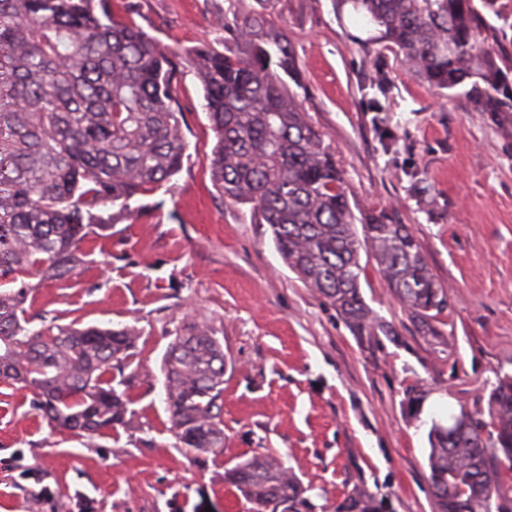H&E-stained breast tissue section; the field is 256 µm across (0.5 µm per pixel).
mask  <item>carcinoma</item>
Segmentation results:
<instances>
[{
	"label": "carcinoma",
	"mask_w": 512,
	"mask_h": 512,
	"mask_svg": "<svg viewBox=\"0 0 512 512\" xmlns=\"http://www.w3.org/2000/svg\"><path fill=\"white\" fill-rule=\"evenodd\" d=\"M357 14L432 88L463 89L478 112H512V58L482 36L498 0H350ZM217 30L224 38L175 53L111 17L108 0H0V280L70 277L81 247L112 227L109 206L154 193L188 148L177 96L180 66L195 67L216 135L211 176L225 199L249 204L285 264L363 333L383 328L361 293L360 252L426 334L446 305L410 229L390 215L355 213L329 145L305 120L285 32L262 14ZM28 287L0 293V381L31 394L56 430L102 436L132 422L116 380L137 334L41 324L23 309ZM224 346L207 326L177 333L163 358L165 404L187 452L224 448ZM455 428L428 432L435 512H512V376L498 378L488 410L462 408ZM253 512H307L308 488L275 454L224 470Z\"/></svg>",
	"instance_id": "cac0c4a2"
}]
</instances>
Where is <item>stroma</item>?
<instances>
[{
	"mask_svg": "<svg viewBox=\"0 0 512 512\" xmlns=\"http://www.w3.org/2000/svg\"><path fill=\"white\" fill-rule=\"evenodd\" d=\"M172 51L214 41L218 18L265 14L287 34L300 71L292 92L332 148L352 204L387 211L417 237L447 294L423 334L362 257V296L392 335H357L288 268L250 205L214 186L216 136L201 81L183 67L188 156L166 190L130 202L132 217L83 247L72 278L28 296L29 314L79 327L136 328L124 377L129 427L93 438L52 429L30 396L0 383V512H30L21 468L59 485L43 512H249L224 485L239 457L280 454L310 512L360 495L375 512H434L427 456L431 397L449 411L486 406L512 375V113L474 111L418 79L380 28L347 0H110ZM387 82L375 84L376 73ZM224 346V450L186 454L170 432L162 359L186 324ZM420 394L419 418L407 400Z\"/></svg>",
	"mask_w": 512,
	"mask_h": 512,
	"instance_id": "35a3bbf8",
	"label": "stroma"
}]
</instances>
